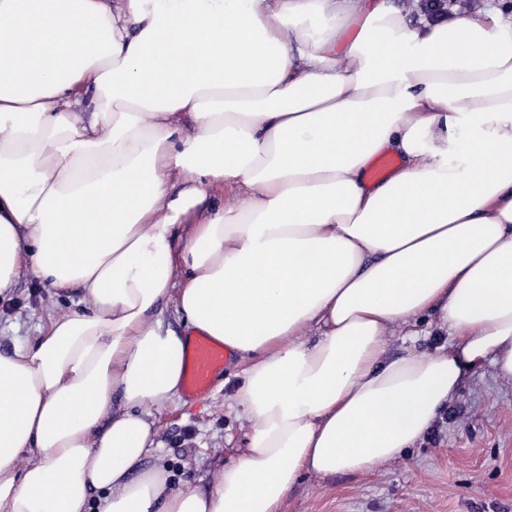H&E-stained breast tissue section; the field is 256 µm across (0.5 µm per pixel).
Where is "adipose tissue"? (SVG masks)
I'll list each match as a JSON object with an SVG mask.
<instances>
[{
	"mask_svg": "<svg viewBox=\"0 0 512 512\" xmlns=\"http://www.w3.org/2000/svg\"><path fill=\"white\" fill-rule=\"evenodd\" d=\"M2 17L0 299L27 275L89 305L0 354V512H281L302 474L401 457L484 365L512 382L497 0L446 21L389 0H0ZM390 151L401 167L367 183ZM431 314L449 345L391 351ZM194 333L246 364L247 445L205 486L146 464Z\"/></svg>",
	"mask_w": 512,
	"mask_h": 512,
	"instance_id": "adipose-tissue-1",
	"label": "adipose tissue"
}]
</instances>
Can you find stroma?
<instances>
[{
    "label": "stroma",
    "instance_id": "stroma-1",
    "mask_svg": "<svg viewBox=\"0 0 512 512\" xmlns=\"http://www.w3.org/2000/svg\"><path fill=\"white\" fill-rule=\"evenodd\" d=\"M82 293L56 296L24 278L0 300V353L34 343L50 319ZM242 381L229 364L210 390L155 413L161 462L174 479H212L246 439L233 396ZM284 512H512V384L492 367L467 377L431 432L404 457L362 474L306 475Z\"/></svg>",
    "mask_w": 512,
    "mask_h": 512
}]
</instances>
